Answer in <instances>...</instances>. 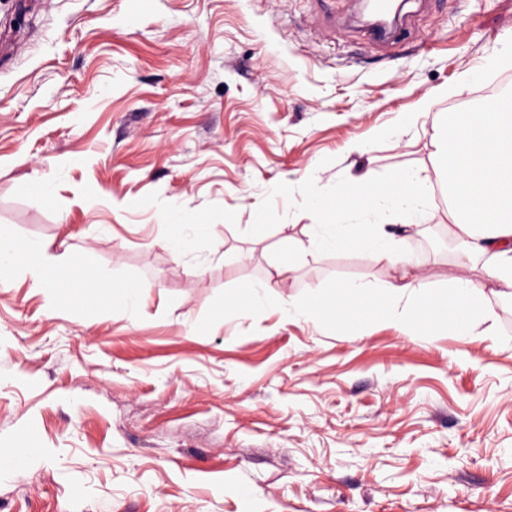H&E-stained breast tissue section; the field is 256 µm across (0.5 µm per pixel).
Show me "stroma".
I'll list each match as a JSON object with an SVG mask.
<instances>
[{
	"mask_svg": "<svg viewBox=\"0 0 512 512\" xmlns=\"http://www.w3.org/2000/svg\"><path fill=\"white\" fill-rule=\"evenodd\" d=\"M359 3L0 0V229L152 285L132 310L0 287V448L33 450L0 512H512V304L465 339L282 313L396 275L311 250L312 191L432 168L439 113L512 76L482 70L512 0H407L387 46ZM174 206L212 225L183 254ZM428 223L407 280H485L445 202ZM286 235L277 305H235Z\"/></svg>",
	"mask_w": 512,
	"mask_h": 512,
	"instance_id": "1",
	"label": "stroma"
}]
</instances>
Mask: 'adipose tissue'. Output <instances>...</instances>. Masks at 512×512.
I'll list each match as a JSON object with an SVG mask.
<instances>
[{"mask_svg": "<svg viewBox=\"0 0 512 512\" xmlns=\"http://www.w3.org/2000/svg\"><path fill=\"white\" fill-rule=\"evenodd\" d=\"M434 145L432 174L398 173L380 181L367 173L333 193L314 191L310 206L316 222L308 227L309 245L369 253L388 266H405L404 239L386 232L383 223L393 216L410 227L424 223L431 207L424 188L434 181L448 191V221L457 243L468 255L492 257L490 284L452 278L444 288H417L397 280L379 285L343 281L333 295H309L290 308V315L350 321L372 308L419 336L443 327L464 338L474 335L488 295L512 302V104L443 114ZM280 251L264 280L250 289L244 303L248 311L260 313L272 306L282 282L295 272L296 242L283 238ZM15 273L28 276L37 287L60 284L48 243L20 244L0 235V286H7ZM404 299L413 302V309L397 311Z\"/></svg>", "mask_w": 512, "mask_h": 512, "instance_id": "1", "label": "adipose tissue"}]
</instances>
